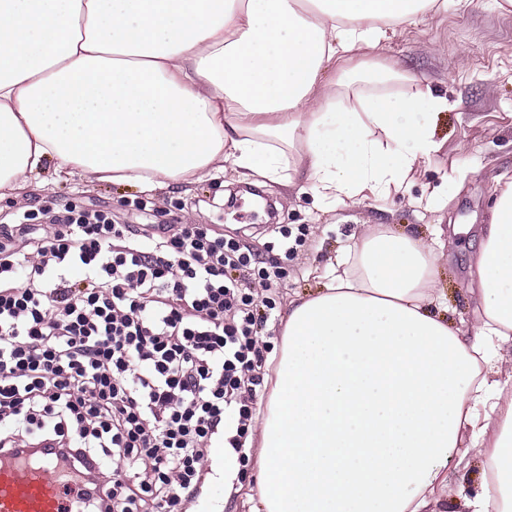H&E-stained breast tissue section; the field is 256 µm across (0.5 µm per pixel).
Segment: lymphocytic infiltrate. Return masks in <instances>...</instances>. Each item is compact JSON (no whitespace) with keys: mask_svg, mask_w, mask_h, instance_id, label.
Listing matches in <instances>:
<instances>
[{"mask_svg":"<svg viewBox=\"0 0 512 512\" xmlns=\"http://www.w3.org/2000/svg\"><path fill=\"white\" fill-rule=\"evenodd\" d=\"M272 258L204 224L155 235L65 205L51 225H0V456L52 448L87 491L85 512H182L216 441L250 456L269 383L251 308Z\"/></svg>","mask_w":512,"mask_h":512,"instance_id":"obj_1","label":"lymphocytic infiltrate"}]
</instances>
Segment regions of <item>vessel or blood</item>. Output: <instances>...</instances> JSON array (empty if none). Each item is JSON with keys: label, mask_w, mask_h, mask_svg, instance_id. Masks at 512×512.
I'll return each mask as SVG.
<instances>
[{"label": "vessel or blood", "mask_w": 512, "mask_h": 512, "mask_svg": "<svg viewBox=\"0 0 512 512\" xmlns=\"http://www.w3.org/2000/svg\"><path fill=\"white\" fill-rule=\"evenodd\" d=\"M82 501L81 488L54 459L0 462V512H82Z\"/></svg>", "instance_id": "b4317fda"}]
</instances>
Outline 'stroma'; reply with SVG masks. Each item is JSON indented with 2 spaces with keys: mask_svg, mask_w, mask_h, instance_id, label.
<instances>
[{
  "mask_svg": "<svg viewBox=\"0 0 512 512\" xmlns=\"http://www.w3.org/2000/svg\"><path fill=\"white\" fill-rule=\"evenodd\" d=\"M365 59L400 73L389 92L417 86L448 101L447 110L431 118L436 151L388 193L366 189L339 204L273 184L255 197L228 173L193 184L187 194L62 180L30 184L20 196L0 201V224L12 223L19 211L39 218L51 205L73 204L111 211L113 220L139 230L162 212L170 224L212 225L258 255L280 225H304V240L285 261L283 285L272 294L274 309L260 311V335L272 346L279 342L289 300L324 288L360 225L403 226L428 244L442 237L444 258L433 271L435 285L448 301L449 319L475 323L474 244L491 220L498 186L512 182V5L445 0L436 14L397 26L378 50L354 53L347 62ZM258 479L256 463H249L239 494L229 500L223 478L208 474L186 510L250 512L248 495Z\"/></svg>",
  "mask_w": 512,
  "mask_h": 512,
  "instance_id": "obj_1",
  "label": "stroma"
}]
</instances>
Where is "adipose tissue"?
Returning <instances> with one entry per match:
<instances>
[{
	"instance_id": "ef3b65f1",
	"label": "adipose tissue",
	"mask_w": 512,
	"mask_h": 512,
	"mask_svg": "<svg viewBox=\"0 0 512 512\" xmlns=\"http://www.w3.org/2000/svg\"><path fill=\"white\" fill-rule=\"evenodd\" d=\"M437 0H0V200L53 179L205 177L328 199L388 192L447 100L345 55ZM444 245L365 226L350 267L289 301L253 512H512V185L478 245L475 327L432 278ZM480 489L450 475L466 452Z\"/></svg>"
}]
</instances>
